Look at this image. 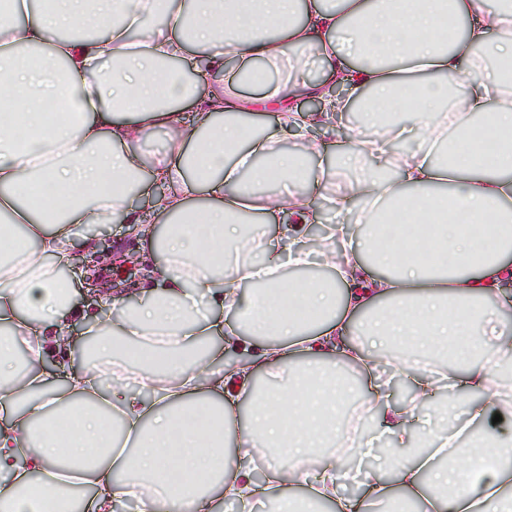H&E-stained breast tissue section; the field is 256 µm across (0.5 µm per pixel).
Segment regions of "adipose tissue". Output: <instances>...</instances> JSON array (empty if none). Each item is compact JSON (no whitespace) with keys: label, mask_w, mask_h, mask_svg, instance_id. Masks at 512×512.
<instances>
[{"label":"adipose tissue","mask_w":512,"mask_h":512,"mask_svg":"<svg viewBox=\"0 0 512 512\" xmlns=\"http://www.w3.org/2000/svg\"><path fill=\"white\" fill-rule=\"evenodd\" d=\"M123 16L98 39H57L59 30L95 27L106 13ZM151 12L169 18L167 32L140 43L129 30ZM474 21L452 49L441 47L449 16ZM103 24V23H102ZM47 47L37 65L18 61L27 47ZM200 51L196 72L208 84L187 83L179 63ZM382 50L390 67L350 68L343 49ZM326 66L321 82L304 71L311 55ZM512 64V9L501 0H22L0 15V106L28 130L18 141L15 123L0 120V216L24 228L30 248L18 251L0 236V507L6 512H71L75 484L93 485L83 512H118L137 498L140 512H216L217 496L250 512L260 499L293 512L289 490L307 488L305 502H330L335 512H371L408 497L420 512H489L512 484V444H495L493 466L480 478L469 472L470 449L461 438L512 391V333L502 312L512 308V86L480 74L485 57ZM68 64L64 81L55 61ZM276 82L254 101L239 91L241 72L253 65ZM467 70L474 79L448 102V75ZM317 99L299 111L298 97ZM67 100L69 115L47 125V100ZM367 101L371 136L353 137L336 164L386 153L395 140L444 143L446 162L402 157L400 184L368 174L337 194L336 220L325 242L341 245L344 261L326 257L328 281L289 278L284 268L311 262L309 229L317 223L315 192L329 168L313 169L285 151L295 136L308 156L326 152L318 130L338 128L353 102ZM273 106L275 123L261 134L241 122L255 103ZM485 114L497 150L494 163L460 153L455 143L473 136L467 119L449 124L458 110ZM160 136L164 148L145 161L141 140ZM162 185L153 217L163 232L143 233L123 185ZM40 183L44 200L31 205ZM306 183L309 194L295 190ZM449 184L448 219L437 248L417 259L395 244L377 248L388 226L410 214L421 240L438 206L431 186ZM206 221L186 223L194 210ZM125 215L140 237L142 261L156 280L137 305L113 297L116 317L86 318L75 300L78 281L64 277L76 250L96 252L84 226L112 224ZM275 216L274 234L246 233L240 217L263 223ZM253 285L243 296L242 285ZM310 320H301L298 308ZM241 315L245 329L225 324ZM93 336V354L50 389L44 360L69 348L76 325ZM369 336L368 346L350 338ZM208 336L236 349L238 359L215 370L220 349L200 352ZM264 337L263 345L252 342ZM400 376L415 387L411 405L392 403L385 385L371 386L366 409L375 410L393 445L413 449L409 463L387 462L385 472H350L336 443L349 432L343 366L374 373L395 347ZM25 348L29 363L17 365ZM289 379H282V369ZM279 383L277 397L257 400V380ZM464 387L479 402L466 406L467 422L415 451L411 425L420 403L441 387ZM249 411L238 415V402ZM218 406L222 429L210 430L207 413ZM107 409L120 424L112 431ZM68 419L59 438L56 423ZM271 449L265 482L254 475L256 448ZM165 473L166 483L156 482ZM198 474L189 482L187 474ZM42 481L44 495L23 488ZM353 480L363 493L351 498Z\"/></svg>","instance_id":"1"}]
</instances>
